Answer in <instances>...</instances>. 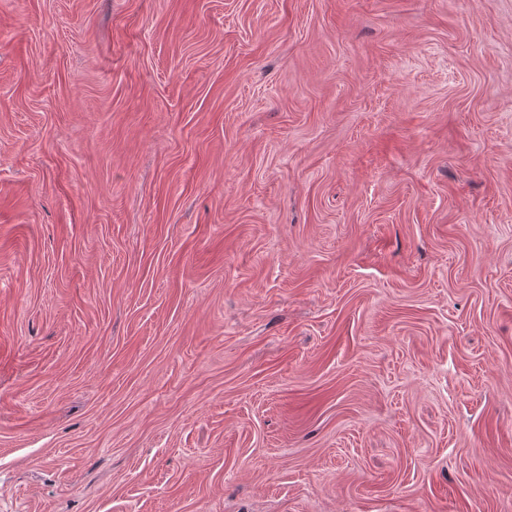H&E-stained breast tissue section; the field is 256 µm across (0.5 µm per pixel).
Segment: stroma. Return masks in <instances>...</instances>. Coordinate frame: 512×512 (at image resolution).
Returning a JSON list of instances; mask_svg holds the SVG:
<instances>
[{
    "label": "stroma",
    "mask_w": 512,
    "mask_h": 512,
    "mask_svg": "<svg viewBox=\"0 0 512 512\" xmlns=\"http://www.w3.org/2000/svg\"><path fill=\"white\" fill-rule=\"evenodd\" d=\"M0 512H512V0H0Z\"/></svg>",
    "instance_id": "1"
}]
</instances>
